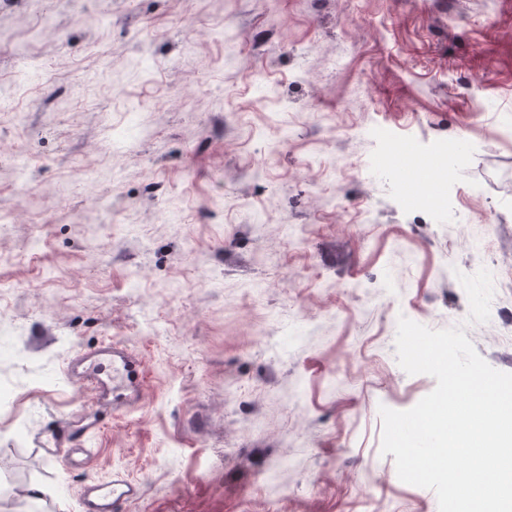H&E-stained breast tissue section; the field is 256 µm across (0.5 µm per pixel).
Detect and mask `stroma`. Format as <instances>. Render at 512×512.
<instances>
[{
	"mask_svg": "<svg viewBox=\"0 0 512 512\" xmlns=\"http://www.w3.org/2000/svg\"><path fill=\"white\" fill-rule=\"evenodd\" d=\"M2 94L0 487L78 512L121 468L123 512H439L379 408L437 384L399 366L402 316L512 372V0H0ZM391 138L447 152L456 220L400 199ZM105 340L145 397L87 466L47 460L95 406L66 359ZM142 494L140 484L122 469H114L106 480L89 482L79 493L80 512H119L124 504Z\"/></svg>",
	"mask_w": 512,
	"mask_h": 512,
	"instance_id": "35a3bbf8",
	"label": "stroma"
}]
</instances>
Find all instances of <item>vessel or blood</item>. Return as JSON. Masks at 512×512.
I'll use <instances>...</instances> for the list:
<instances>
[{
    "label": "vessel or blood",
    "instance_id": "vessel-or-blood-1",
    "mask_svg": "<svg viewBox=\"0 0 512 512\" xmlns=\"http://www.w3.org/2000/svg\"><path fill=\"white\" fill-rule=\"evenodd\" d=\"M137 361L125 349L112 343H104L92 350L75 352L67 363L73 381L91 391L99 400L121 397L136 372ZM89 425L80 419L64 418L47 428L38 439V446L52 444L72 454L73 467L90 462L92 454L86 446L85 435ZM140 484L121 469L113 470L102 481L89 482L79 493V512H120L122 506L139 499Z\"/></svg>",
    "mask_w": 512,
    "mask_h": 512
}]
</instances>
